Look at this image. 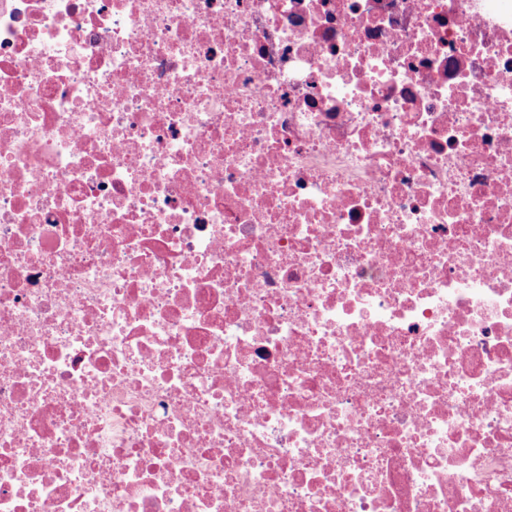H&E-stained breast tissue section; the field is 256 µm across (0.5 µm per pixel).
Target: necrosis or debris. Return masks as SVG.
Segmentation results:
<instances>
[{
    "label": "necrosis or debris",
    "mask_w": 512,
    "mask_h": 512,
    "mask_svg": "<svg viewBox=\"0 0 512 512\" xmlns=\"http://www.w3.org/2000/svg\"><path fill=\"white\" fill-rule=\"evenodd\" d=\"M0 512H512V0H0Z\"/></svg>",
    "instance_id": "necrosis-or-debris-1"
}]
</instances>
